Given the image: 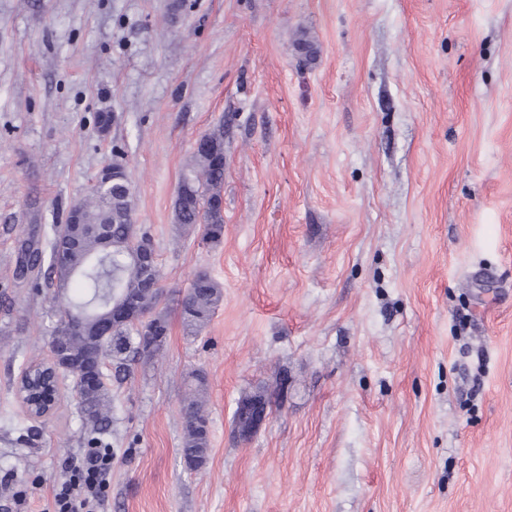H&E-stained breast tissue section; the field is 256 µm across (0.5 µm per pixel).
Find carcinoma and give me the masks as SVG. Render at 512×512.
Returning <instances> with one entry per match:
<instances>
[{
    "mask_svg": "<svg viewBox=\"0 0 512 512\" xmlns=\"http://www.w3.org/2000/svg\"><path fill=\"white\" fill-rule=\"evenodd\" d=\"M194 159L196 176L191 178L190 192L176 196L175 221L183 226L200 225L203 240L216 246L224 236L221 198L224 162L221 159L215 161L205 153L194 154ZM79 205L83 224L90 229L97 225L105 228L112 247L103 253L101 236L91 232L82 233L79 247L67 259L73 275H59L54 261L62 233L55 231L49 251L43 252V260L48 262L47 279L50 286L55 288L57 296L64 299L56 325L52 327L54 332L60 323L68 326L82 318L106 316L111 301L134 288L142 287L135 273L134 255L126 245L130 231L126 219L132 217L127 191L112 185L104 189L94 187L85 199L79 201ZM220 299L219 285L208 272L198 271L192 290L181 300L185 331L197 333L208 322ZM106 330L109 334L102 340L97 351L87 352L78 338L72 340V348L89 366L112 361L117 368L122 369L125 367L126 354L134 349L132 329L109 325ZM76 409L90 436L89 444H104L103 435L109 432L112 425V395L109 388L102 385L95 390L82 392L81 402L76 404ZM181 413L184 424L182 454L188 460H197L210 445L205 429L206 420L193 402L184 405Z\"/></svg>",
    "mask_w": 512,
    "mask_h": 512,
    "instance_id": "carcinoma-1",
    "label": "carcinoma"
}]
</instances>
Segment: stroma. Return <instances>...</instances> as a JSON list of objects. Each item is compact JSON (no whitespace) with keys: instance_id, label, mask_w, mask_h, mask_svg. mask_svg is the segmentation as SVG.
I'll list each match as a JSON object with an SVG mask.
<instances>
[{"instance_id":"obj_1","label":"stroma","mask_w":512,"mask_h":512,"mask_svg":"<svg viewBox=\"0 0 512 512\" xmlns=\"http://www.w3.org/2000/svg\"><path fill=\"white\" fill-rule=\"evenodd\" d=\"M218 127L212 246L173 203ZM113 162L169 332L110 380L103 512H512V0H0V512H48L86 446L69 382L24 416L61 302L18 254ZM200 270L222 300L190 335ZM267 405H266V403ZM264 399L249 397L239 404L238 421L236 422V411L234 413V424L240 438L246 440L250 438L269 418L272 402L265 396ZM269 409V411H268ZM181 413L184 424L182 454L185 459L197 460L204 455L205 448H209L210 445L205 429L206 420L193 402L184 405Z\"/></svg>"}]
</instances>
